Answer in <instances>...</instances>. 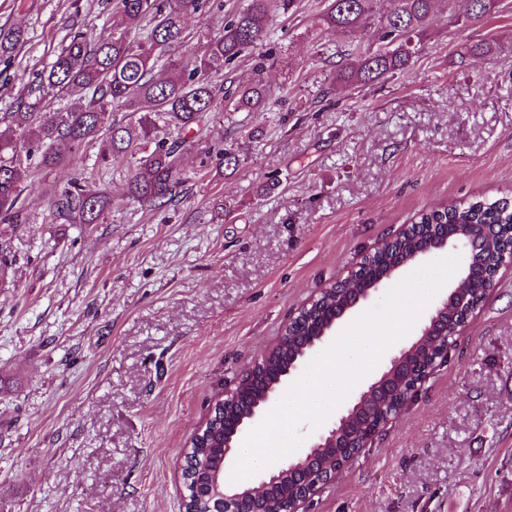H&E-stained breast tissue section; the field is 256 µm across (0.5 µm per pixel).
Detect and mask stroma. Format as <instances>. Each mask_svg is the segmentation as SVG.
Masks as SVG:
<instances>
[{
	"label": "stroma",
	"mask_w": 512,
	"mask_h": 512,
	"mask_svg": "<svg viewBox=\"0 0 512 512\" xmlns=\"http://www.w3.org/2000/svg\"><path fill=\"white\" fill-rule=\"evenodd\" d=\"M322 0L268 28L267 109L216 115L188 151L176 205L123 199L104 223L0 224L15 257L0 288V512H181L180 472L208 406L323 287L422 210L512 201V0L466 27L436 23L395 78L336 89L363 34L308 30ZM113 0H0L25 40L0 56V113L19 71L47 66L72 28L112 30ZM97 145L26 190L39 203L90 168ZM310 512H512V263L445 364Z\"/></svg>",
	"instance_id": "35a3bbf8"
}]
</instances>
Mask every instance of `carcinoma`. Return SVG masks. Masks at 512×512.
Returning <instances> with one entry per match:
<instances>
[{"mask_svg": "<svg viewBox=\"0 0 512 512\" xmlns=\"http://www.w3.org/2000/svg\"><path fill=\"white\" fill-rule=\"evenodd\" d=\"M435 0H325L317 17L312 42L323 33L353 32L372 21V36L383 42L375 52L349 54L336 74V84H372L403 72L420 49L434 21ZM451 20L466 26L491 17L497 0H449ZM205 0H114L112 32L95 40L77 31L43 71L32 80L20 77L23 94L15 110L0 114L6 124L0 132V224L19 227L36 223L34 203L24 196L27 183L55 169L68 155L100 142L94 166L103 173L121 168L126 173V196L148 207L160 208L182 193L190 176L183 154L191 145L211 152L207 142L210 112H263L266 90L257 83L233 90L219 80L224 67L243 53H255L257 69L269 60L263 50L268 24L278 10H290L294 0H248L224 22L218 35L187 33L186 17ZM139 23L138 33L131 26ZM23 42L21 31L0 27V51H14ZM185 48L176 58L172 48ZM124 116L118 120L115 113ZM49 215L59 224H102L112 212L106 189L78 180L53 191L47 199ZM497 226L492 245L512 225V203L499 199L454 202L421 211L402 239L375 249L350 275L357 288L367 273L389 272L448 226ZM349 298L346 290L328 286L321 302L309 306L288 329V338L262 357L259 381H241L236 400L225 410L212 412L200 433L194 434L185 456V472L199 473L218 460L224 445V416L243 414L244 405L257 396L300 347L295 337L318 334L332 312ZM379 421L376 415L355 417L350 425L351 449ZM332 458L331 449H307L288 460L300 467L310 455ZM291 483L276 486L267 501L278 506L300 494Z\"/></svg>", "mask_w": 512, "mask_h": 512, "instance_id": "1", "label": "carcinoma"}]
</instances>
